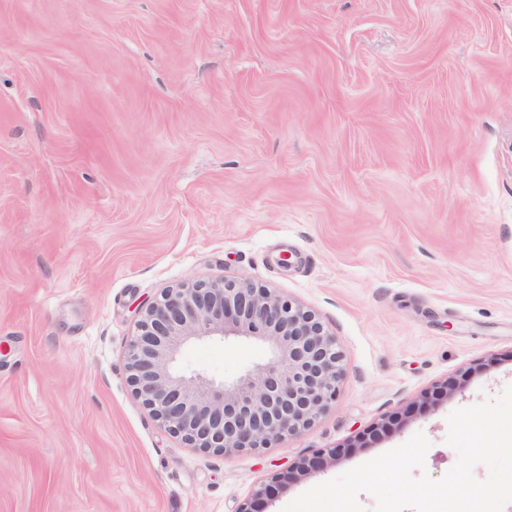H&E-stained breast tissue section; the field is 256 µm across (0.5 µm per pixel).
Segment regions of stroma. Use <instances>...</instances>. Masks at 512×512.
Returning a JSON list of instances; mask_svg holds the SVG:
<instances>
[{"mask_svg": "<svg viewBox=\"0 0 512 512\" xmlns=\"http://www.w3.org/2000/svg\"><path fill=\"white\" fill-rule=\"evenodd\" d=\"M225 277L313 312L343 374L297 436L224 456L126 353L163 289ZM509 386L512 0H0V512H234L354 444L282 512L419 431L439 478L449 414ZM351 449L352 445L349 444L343 448L320 450L311 456L299 459L293 465L272 477V484L257 487L250 496L237 506L234 512H268L267 509L276 490H285L312 472L328 468L338 457L345 455Z\"/></svg>", "mask_w": 512, "mask_h": 512, "instance_id": "stroma-1", "label": "stroma"}]
</instances>
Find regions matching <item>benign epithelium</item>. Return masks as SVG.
<instances>
[{"instance_id":"benign-epithelium-1","label":"benign epithelium","mask_w":512,"mask_h":512,"mask_svg":"<svg viewBox=\"0 0 512 512\" xmlns=\"http://www.w3.org/2000/svg\"><path fill=\"white\" fill-rule=\"evenodd\" d=\"M246 337L269 357L215 382L183 369L194 341ZM336 339L309 310L246 280H197L169 288L140 312L127 350L129 382L150 413L191 448L252 452L307 428L336 399L343 367ZM352 449L320 450L257 487L235 512H268L275 491L331 466Z\"/></svg>"}]
</instances>
